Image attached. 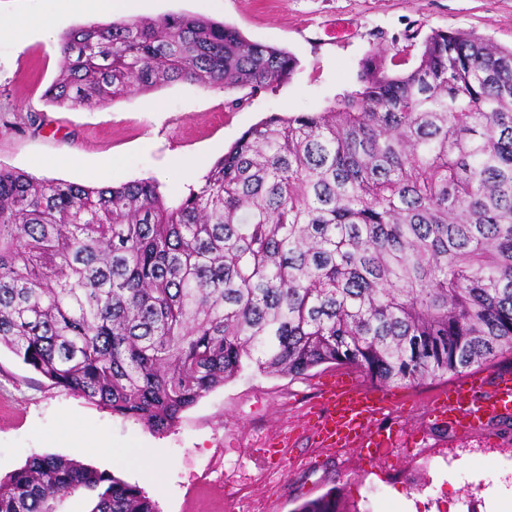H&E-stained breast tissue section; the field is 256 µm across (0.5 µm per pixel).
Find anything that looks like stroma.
<instances>
[{
    "label": "stroma",
    "mask_w": 512,
    "mask_h": 512,
    "mask_svg": "<svg viewBox=\"0 0 512 512\" xmlns=\"http://www.w3.org/2000/svg\"><path fill=\"white\" fill-rule=\"evenodd\" d=\"M52 33L17 40L0 29V166L40 178L101 186L154 179L167 197L198 183L241 134L266 116L319 112L355 89L363 60L416 54L436 30H463L512 48V0H129L124 18L168 14L210 18L249 41L293 54L292 79L258 93L175 82L126 99L71 110L44 96L62 59L59 36L86 18L53 4ZM188 158L175 174L171 156ZM68 156L63 167L55 157ZM351 367L318 366L292 377L254 363L205 394L179 424L158 434L55 388L11 352L0 351V478L32 454L78 460L139 486L159 512H297L326 496L348 512H488L485 490H512V416L473 435H454L428 415L448 378L396 389L398 410L377 416L379 431L416 434L417 447L368 457L323 448L312 413L326 382ZM112 446L94 455L87 438ZM283 445V456L270 449Z\"/></svg>",
    "instance_id": "stroma-1"
}]
</instances>
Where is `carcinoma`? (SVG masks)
Wrapping results in <instances>:
<instances>
[{
  "label": "carcinoma",
  "mask_w": 512,
  "mask_h": 512,
  "mask_svg": "<svg viewBox=\"0 0 512 512\" xmlns=\"http://www.w3.org/2000/svg\"><path fill=\"white\" fill-rule=\"evenodd\" d=\"M56 106L189 82L255 93L288 51L168 15L60 36ZM368 56L321 112L272 113L170 204L154 180L87 186L0 166V346L156 433L249 360L404 386L512 353V50L434 31L414 65ZM157 512L136 485L30 456L0 512ZM299 512H345L322 499Z\"/></svg>",
  "instance_id": "obj_1"
}]
</instances>
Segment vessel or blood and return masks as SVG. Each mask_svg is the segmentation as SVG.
I'll return each mask as SVG.
<instances>
[{"mask_svg":"<svg viewBox=\"0 0 512 512\" xmlns=\"http://www.w3.org/2000/svg\"><path fill=\"white\" fill-rule=\"evenodd\" d=\"M481 382L477 374L455 382L433 400L430 416L454 433L467 434L481 430L490 417L512 413V373L499 374L493 397L482 401L475 397ZM396 405L390 390L368 387L350 378L334 381L326 389L317 415L316 428L323 447L368 449L382 442L394 444L401 439V431L381 435L371 429L370 423Z\"/></svg>","mask_w":512,"mask_h":512,"instance_id":"1","label":"vessel or blood"}]
</instances>
